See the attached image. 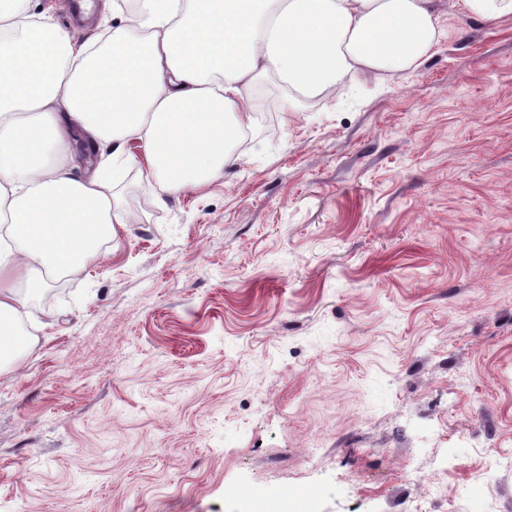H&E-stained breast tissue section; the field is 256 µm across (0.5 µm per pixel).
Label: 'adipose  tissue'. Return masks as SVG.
<instances>
[{"mask_svg":"<svg viewBox=\"0 0 512 512\" xmlns=\"http://www.w3.org/2000/svg\"><path fill=\"white\" fill-rule=\"evenodd\" d=\"M441 37L434 0H140L97 45L0 0V363L28 344L30 293L88 266L124 223L127 140L178 193L232 160L259 76L288 85L293 112L414 67ZM78 134L109 149L102 173L76 174Z\"/></svg>","mask_w":512,"mask_h":512,"instance_id":"adipose-tissue-1","label":"adipose tissue"}]
</instances>
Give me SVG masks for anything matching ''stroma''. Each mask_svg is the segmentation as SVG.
Segmentation results:
<instances>
[{"instance_id":"35a3bbf8","label":"stroma","mask_w":512,"mask_h":512,"mask_svg":"<svg viewBox=\"0 0 512 512\" xmlns=\"http://www.w3.org/2000/svg\"><path fill=\"white\" fill-rule=\"evenodd\" d=\"M95 2L32 10L93 42ZM438 13L416 67L298 112L261 77L274 132L201 188L126 142L127 223L0 365V512H512V19Z\"/></svg>"}]
</instances>
